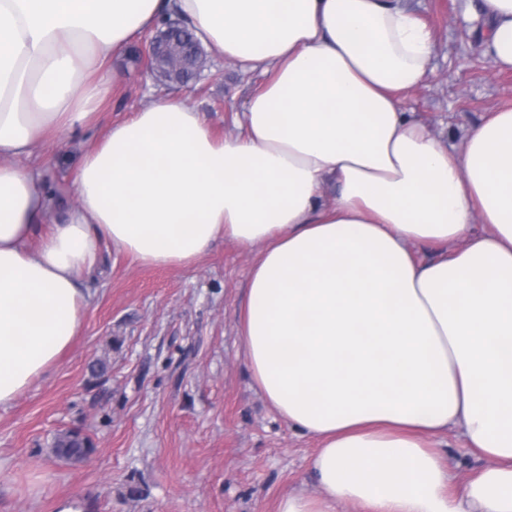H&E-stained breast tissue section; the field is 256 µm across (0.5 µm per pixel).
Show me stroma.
Instances as JSON below:
<instances>
[{"label":"stroma","mask_w":512,"mask_h":512,"mask_svg":"<svg viewBox=\"0 0 512 512\" xmlns=\"http://www.w3.org/2000/svg\"><path fill=\"white\" fill-rule=\"evenodd\" d=\"M480 0H405L434 33L432 72L409 94L413 118L448 144L494 112L512 108V71L485 56L486 28L466 7ZM130 74L95 125L40 149L44 187L73 203L82 154L112 123L145 107L153 74ZM262 74L209 59L190 98L211 130L236 120ZM257 248L218 240L194 266L156 267L102 246L81 286L91 296L82 327L50 372L0 409V512H276L311 489L312 437L289 428L251 385L238 336L242 293ZM103 361L104 372L90 370ZM93 446L79 461L51 454L58 433ZM455 485L485 464L455 430L434 438ZM138 495H130V488Z\"/></svg>","instance_id":"stroma-1"}]
</instances>
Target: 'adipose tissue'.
Wrapping results in <instances>:
<instances>
[{
	"mask_svg": "<svg viewBox=\"0 0 512 512\" xmlns=\"http://www.w3.org/2000/svg\"><path fill=\"white\" fill-rule=\"evenodd\" d=\"M173 9L267 74L240 133L159 94L82 155L56 211L19 160L94 124L114 59ZM483 10L511 70L512 0ZM433 46L402 0H0V408L70 347L103 243L189 267L228 238L261 248L240 309L252 383L317 442L316 494L277 512H512V109L458 148L412 121ZM451 428L488 460L459 490L432 443Z\"/></svg>",
	"mask_w": 512,
	"mask_h": 512,
	"instance_id": "1",
	"label": "adipose tissue"
}]
</instances>
